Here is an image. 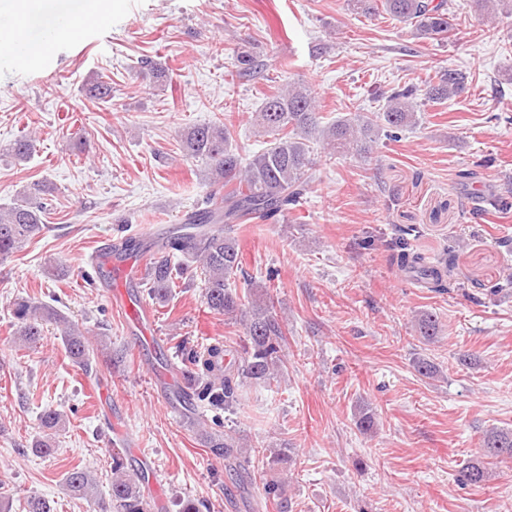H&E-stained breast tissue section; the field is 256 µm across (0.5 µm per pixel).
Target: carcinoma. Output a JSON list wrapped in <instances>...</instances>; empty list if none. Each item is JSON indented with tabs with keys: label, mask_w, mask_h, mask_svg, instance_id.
I'll use <instances>...</instances> for the list:
<instances>
[{
	"label": "carcinoma",
	"mask_w": 512,
	"mask_h": 512,
	"mask_svg": "<svg viewBox=\"0 0 512 512\" xmlns=\"http://www.w3.org/2000/svg\"><path fill=\"white\" fill-rule=\"evenodd\" d=\"M474 4L483 21L499 13L512 16V0H474ZM347 6L369 16L385 13L412 26L416 36L431 41L448 38L453 29L447 0H347ZM137 64L155 83L170 82L168 68L152 58L143 57ZM261 66L263 60L258 55L237 57V73L242 76L257 72ZM86 87L95 99L112 98V84L99 76L87 79ZM465 90V75L448 69L426 88L424 96L433 103H443ZM417 92V87L405 86L392 92L383 111L373 117L342 116L322 126L313 90L290 81L264 98L257 118L270 140L266 147L247 157L232 148L231 132L223 121L187 130L183 149L191 157L210 162V184L223 187L224 192L210 193L204 209L189 215L185 224L153 243L150 247L153 258L147 263V294L157 302L167 301L174 273L193 265L199 267L204 274L208 308L227 321L241 322L244 343L229 360L220 341L202 351L181 344L186 369L184 386L176 392L178 402L188 406L197 401L232 412L239 403V389L243 384L269 386L280 378L286 368L282 352L288 341L287 331L276 317L269 297L250 301L248 294L241 295L231 287L230 280L242 269L233 227L257 219L276 221L303 204L311 182V141H322L334 153L363 157L370 153L381 131L390 136L416 125L419 122L414 104ZM34 150L35 139L31 137H21L11 147L13 155L21 161L28 159ZM43 192L45 185L35 182L18 192L10 206L0 207V258L9 256L44 230L42 207L32 202L33 196ZM394 258L398 266L417 273L431 287L447 290L451 259L442 260L439 267L428 266L403 237L395 242ZM13 316L17 323L15 335L27 345L37 343L48 326H53L72 364L88 377L93 374L95 353L110 349L109 337H89L88 332L56 307L20 298L15 302ZM416 331L424 342H433L439 333L436 316L420 313ZM41 423L46 434L35 439L33 450L51 456L55 453L51 433L62 428V415L49 410L42 415ZM202 436L207 447L223 455L242 485H247L251 476L247 451L219 429H205ZM483 448L487 458H512V432L490 430L483 439ZM486 477V467L476 462L466 464L459 471L458 480L466 485H479ZM64 484L73 495L87 502L88 512H94L98 488L91 471L70 469L64 475ZM109 496L112 512H152L151 502L139 484L124 473L123 457L118 451L112 453Z\"/></svg>",
	"instance_id": "cac0c4a2"
}]
</instances>
